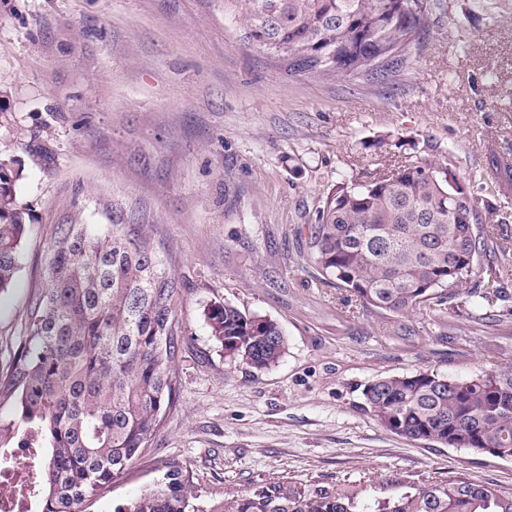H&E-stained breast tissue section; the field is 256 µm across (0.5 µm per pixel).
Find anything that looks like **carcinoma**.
<instances>
[{"instance_id": "obj_1", "label": "carcinoma", "mask_w": 512, "mask_h": 512, "mask_svg": "<svg viewBox=\"0 0 512 512\" xmlns=\"http://www.w3.org/2000/svg\"><path fill=\"white\" fill-rule=\"evenodd\" d=\"M244 42L277 58L286 74L380 76L402 64L426 27L427 0H224ZM383 179L349 177L305 225L307 257L347 301L380 314H448L501 297L512 264L504 235L485 224L495 207L472 192L450 156L419 155ZM492 190L512 180V158L489 160ZM16 176L0 161V292L12 285L26 231ZM46 287L31 301L27 332L6 374L0 401L16 404L28 435L47 449L37 462L41 512L85 505L153 447L173 405L172 373L181 336L178 280L142 224H55L46 246ZM230 364L255 372L278 363L281 327L228 302L204 310ZM365 408L381 427L413 441L487 453L512 450V360L464 378L430 370L376 379ZM194 471L169 465L156 486L114 512H512V492L462 476L399 481L403 490L359 510L346 489L278 478L201 499Z\"/></svg>"}]
</instances>
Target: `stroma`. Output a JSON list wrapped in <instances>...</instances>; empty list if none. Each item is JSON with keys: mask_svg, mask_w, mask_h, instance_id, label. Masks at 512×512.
<instances>
[{"mask_svg": "<svg viewBox=\"0 0 512 512\" xmlns=\"http://www.w3.org/2000/svg\"><path fill=\"white\" fill-rule=\"evenodd\" d=\"M439 147L478 186L512 154V0H442L383 79L288 76L244 44L224 0H0V160L26 233L0 293V374L26 334L53 225L144 224L182 285L177 403L151 451L87 506L112 512L164 462L202 495L273 478L353 490L454 473L512 492V459L411 441L380 427L363 390L389 375L478 372L512 360V282L501 317L440 325L363 311L321 284L296 233L323 193ZM274 319L287 338L262 373L228 364L204 308Z\"/></svg>", "mask_w": 512, "mask_h": 512, "instance_id": "obj_1", "label": "stroma"}]
</instances>
